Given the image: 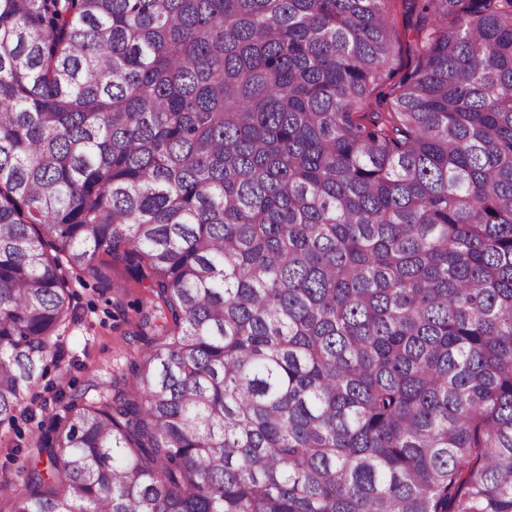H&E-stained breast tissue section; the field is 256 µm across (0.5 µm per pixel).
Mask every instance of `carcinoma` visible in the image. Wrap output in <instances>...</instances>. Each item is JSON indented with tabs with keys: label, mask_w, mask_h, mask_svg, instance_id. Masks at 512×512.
Instances as JSON below:
<instances>
[{
	"label": "carcinoma",
	"mask_w": 512,
	"mask_h": 512,
	"mask_svg": "<svg viewBox=\"0 0 512 512\" xmlns=\"http://www.w3.org/2000/svg\"><path fill=\"white\" fill-rule=\"evenodd\" d=\"M0 0V424L69 280L149 289L3 512H512V0ZM404 9L402 8L401 2H398L396 13H395V21L398 29L401 33V40H402V49L401 53L399 55L398 65L402 69L399 73H397L390 81L387 82L386 85L382 86L378 91H382V93H388L392 89L393 85L397 83L400 79V77L403 75L406 69L414 67L416 63L415 58V49H414V35L410 31V29L405 30L407 19L403 17ZM406 31V36H404V32ZM378 91L375 92V95L378 93ZM373 95V107L376 108V104L374 102V96Z\"/></svg>",
	"instance_id": "cac0c4a2"
}]
</instances>
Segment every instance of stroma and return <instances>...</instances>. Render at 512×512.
<instances>
[{
  "mask_svg": "<svg viewBox=\"0 0 512 512\" xmlns=\"http://www.w3.org/2000/svg\"><path fill=\"white\" fill-rule=\"evenodd\" d=\"M69 292L75 318L59 340L65 358L49 364L39 380L34 389L38 405L53 403L59 392L85 388L91 381H109L137 354L130 338L137 310L149 299L146 288L129 283L117 290L87 277L70 282ZM37 433L35 422L22 416L0 425V494L9 490L17 470L35 459L31 442ZM18 442L24 454L11 455Z\"/></svg>",
  "mask_w": 512,
  "mask_h": 512,
  "instance_id": "1",
  "label": "stroma"
}]
</instances>
